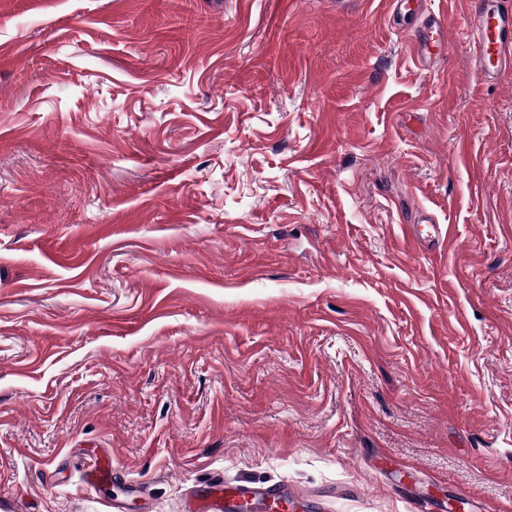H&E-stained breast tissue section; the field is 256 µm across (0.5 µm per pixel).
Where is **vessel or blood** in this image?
I'll use <instances>...</instances> for the list:
<instances>
[{"label": "vessel or blood", "mask_w": 512, "mask_h": 512, "mask_svg": "<svg viewBox=\"0 0 512 512\" xmlns=\"http://www.w3.org/2000/svg\"><path fill=\"white\" fill-rule=\"evenodd\" d=\"M466 28L477 75L490 79L512 66V8H502L500 0H477L476 8L466 19ZM453 51L446 14L429 12L418 29L414 44L417 60L431 67ZM402 232L407 240L422 247L435 246L443 234L437 224L428 233L422 232L414 224L404 225ZM117 476L111 459L100 457L88 466L84 482L94 488Z\"/></svg>", "instance_id": "vessel-or-blood-1"}]
</instances>
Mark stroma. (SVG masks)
I'll return each mask as SVG.
<instances>
[{"label": "stroma", "instance_id": "35a3bbf8", "mask_svg": "<svg viewBox=\"0 0 512 512\" xmlns=\"http://www.w3.org/2000/svg\"><path fill=\"white\" fill-rule=\"evenodd\" d=\"M434 4L428 70L389 0H0V512H512V68ZM424 3L423 12L427 11L428 15L419 26L414 53L422 65L432 67L447 54L453 53L455 48L453 42L448 38L447 14L436 13L428 8L427 1ZM432 34L436 37L433 38ZM422 223L431 224L430 226L432 231L424 235L418 228ZM402 228L403 236L407 238V240L416 246L427 248L429 246L434 247L438 243L444 230V228H441L439 224H433V221L425 219L421 220V224H405ZM118 475L117 470L112 467V460L108 457H100L85 470L84 482L88 487L96 488L100 484L113 481Z\"/></svg>", "mask_w": 512, "mask_h": 512}]
</instances>
